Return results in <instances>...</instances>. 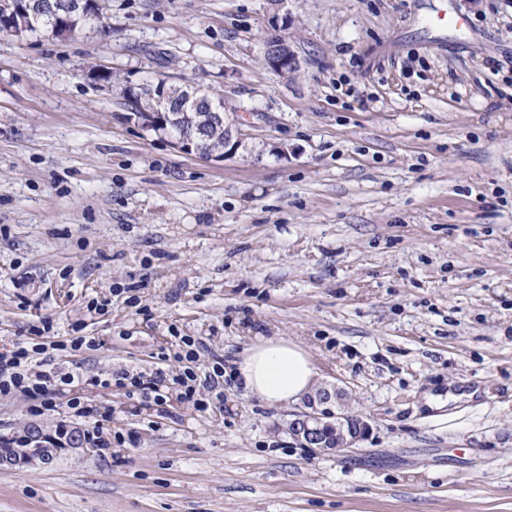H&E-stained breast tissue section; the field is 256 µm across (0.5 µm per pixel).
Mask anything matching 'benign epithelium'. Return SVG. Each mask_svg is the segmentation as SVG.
<instances>
[{
	"mask_svg": "<svg viewBox=\"0 0 512 512\" xmlns=\"http://www.w3.org/2000/svg\"><path fill=\"white\" fill-rule=\"evenodd\" d=\"M32 12L31 0H6L0 6V24L14 26ZM265 60L270 67L286 74L297 70V59L290 44L277 35L266 42ZM122 96L128 120L146 130H159L167 125L171 105L169 86L148 82L127 85ZM206 105L213 117L212 125L198 127L187 136L174 137L172 144L184 154L198 155L212 134L222 135L224 147L206 155L210 160L222 162L237 150L241 133L228 119L229 106L224 96H208ZM345 399L346 393L339 389L316 390L307 396L305 409L288 419L285 430L302 447L315 454L338 453L356 447L370 433L371 424L368 419L349 412ZM48 460V456H20L9 445L0 446V467H23Z\"/></svg>",
	"mask_w": 512,
	"mask_h": 512,
	"instance_id": "benign-epithelium-1",
	"label": "benign epithelium"
}]
</instances>
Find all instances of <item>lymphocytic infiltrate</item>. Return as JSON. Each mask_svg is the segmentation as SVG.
Masks as SVG:
<instances>
[{"mask_svg": "<svg viewBox=\"0 0 512 512\" xmlns=\"http://www.w3.org/2000/svg\"><path fill=\"white\" fill-rule=\"evenodd\" d=\"M185 361L174 376L164 372L145 373L136 369H121L108 376H85L79 372L43 369L41 354L47 350L94 349L97 340L92 336H75L51 343L44 341H17L0 350V397L21 396L30 403L32 415L40 416L58 409L59 398H66L67 406L75 417H90L98 409L90 405L83 392L88 388L109 389L116 387L128 395L140 396L149 404L162 405L170 388H177L182 400L191 402L200 411L207 410L212 401L223 400L227 367L215 362L210 371L198 373L194 368L197 358L194 339L184 338Z\"/></svg>", "mask_w": 512, "mask_h": 512, "instance_id": "f902f5d3", "label": "lymphocytic infiltrate"}]
</instances>
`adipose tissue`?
Listing matches in <instances>:
<instances>
[{
    "label": "adipose tissue",
    "mask_w": 512,
    "mask_h": 512,
    "mask_svg": "<svg viewBox=\"0 0 512 512\" xmlns=\"http://www.w3.org/2000/svg\"><path fill=\"white\" fill-rule=\"evenodd\" d=\"M239 374L246 391L279 404L298 400L310 391L316 369L303 348L280 339L261 341L250 348Z\"/></svg>",
    "instance_id": "1"
}]
</instances>
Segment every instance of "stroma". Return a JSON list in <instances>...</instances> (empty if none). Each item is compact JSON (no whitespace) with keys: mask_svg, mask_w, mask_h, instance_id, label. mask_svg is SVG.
<instances>
[{"mask_svg":"<svg viewBox=\"0 0 512 512\" xmlns=\"http://www.w3.org/2000/svg\"><path fill=\"white\" fill-rule=\"evenodd\" d=\"M149 76L223 93L237 153L126 121ZM43 319L96 337L53 354L89 376L295 342L372 430L314 454L298 401L93 389L126 444L0 468V512H512V0H108L71 38L0 34V347ZM67 418L0 399V436ZM267 64L283 73H293L297 70V59L288 41L280 36H272L265 46Z\"/></svg>","mask_w":512,"mask_h":512,"instance_id":"obj_1","label":"stroma"}]
</instances>
